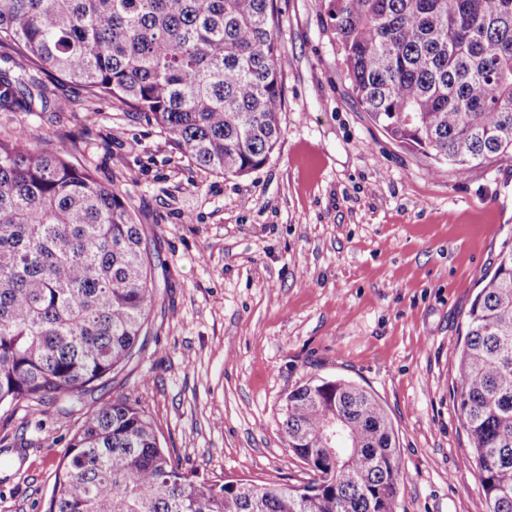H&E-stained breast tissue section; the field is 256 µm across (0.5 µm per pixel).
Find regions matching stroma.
I'll return each instance as SVG.
<instances>
[{"instance_id": "stroma-1", "label": "stroma", "mask_w": 512, "mask_h": 512, "mask_svg": "<svg viewBox=\"0 0 512 512\" xmlns=\"http://www.w3.org/2000/svg\"><path fill=\"white\" fill-rule=\"evenodd\" d=\"M282 136L242 178L196 166L116 101L34 73L48 111L0 109V139L75 146L116 186L154 260L142 350L83 397L121 395L197 480L307 483L280 421L284 397L343 378L385 406L408 482L398 512H482L454 409L468 311L512 242V159L464 172L393 142L345 80L321 0H274ZM78 415L0 411V512H43Z\"/></svg>"}]
</instances>
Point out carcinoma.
<instances>
[{"mask_svg": "<svg viewBox=\"0 0 512 512\" xmlns=\"http://www.w3.org/2000/svg\"><path fill=\"white\" fill-rule=\"evenodd\" d=\"M274 0H3L0 108L46 109L31 71L115 99L199 167L244 177L282 134ZM350 88L399 146L463 170L512 159V0H323ZM22 134L0 140V407L79 396L123 369L155 302L122 193ZM453 400L485 512H512V248L470 305ZM299 487L202 482L119 396L83 414L44 512H396L398 432L369 391L308 381L285 396Z\"/></svg>", "mask_w": 512, "mask_h": 512, "instance_id": "cac0c4a2", "label": "carcinoma"}]
</instances>
